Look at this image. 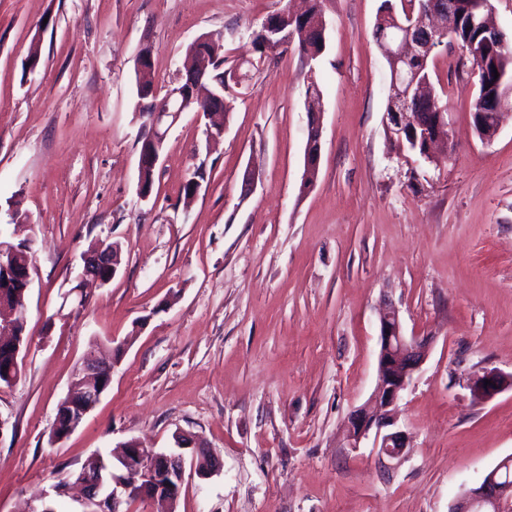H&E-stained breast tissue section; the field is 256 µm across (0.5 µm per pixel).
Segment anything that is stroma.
Masks as SVG:
<instances>
[{
    "label": "stroma",
    "mask_w": 512,
    "mask_h": 512,
    "mask_svg": "<svg viewBox=\"0 0 512 512\" xmlns=\"http://www.w3.org/2000/svg\"><path fill=\"white\" fill-rule=\"evenodd\" d=\"M382 2L321 0L324 52L289 45L227 89L221 138L182 113L144 200L140 53L163 89L194 39L232 65L255 58L254 31L302 0H0V234L34 238L36 265L21 375L0 390V512L44 499L79 512L53 490L68 473L131 439L175 451L179 433L219 469L186 472L173 506L128 512H448L512 455V388L487 401L468 388L486 369L512 373V113L482 142L477 79L458 75L459 46L443 47L429 68L450 148L430 161L400 150L374 38ZM311 75L322 149L306 189ZM100 239L120 244L119 272L78 299L82 256ZM386 302L406 335L432 339L397 402L409 437L397 459L344 439L376 386ZM113 345L109 389L52 443L84 357Z\"/></svg>",
    "instance_id": "35a3bbf8"
}]
</instances>
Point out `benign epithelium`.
<instances>
[{
	"label": "benign epithelium",
	"mask_w": 512,
	"mask_h": 512,
	"mask_svg": "<svg viewBox=\"0 0 512 512\" xmlns=\"http://www.w3.org/2000/svg\"><path fill=\"white\" fill-rule=\"evenodd\" d=\"M455 0L448 2V16L444 22L432 28L419 21L395 23L394 35L386 42L387 60L392 63L390 81L401 86L402 92L392 99L393 110L397 115V126L393 135L398 142L408 139L422 144L421 157H431L432 147L446 142L444 135L430 138L427 126L421 124L414 113V105L430 95L428 84L418 80L415 65L426 61L440 47L445 46L443 29L453 35L456 28ZM292 26L301 29L305 35L309 31L325 34L326 22L309 20L302 13L289 14ZM265 45L276 52L291 44L294 33L285 29L282 21L276 19L265 24ZM210 41L204 37L190 44L191 65L177 82L161 93L150 88L143 93L145 101L144 117L151 127L150 147L140 155L139 168H156L163 155L167 129L184 112H194L208 120L216 121L224 114V86L216 84V90L204 95L201 93L203 80L208 67L207 48ZM310 135L305 147V170L319 168L321 153V125L318 114H313ZM34 240L29 238L19 247L11 240L0 239V271L9 267L17 268L18 279L23 283L20 295L7 299L0 292V312L9 309L20 310V302L33 281L34 266L30 264L27 252L33 251ZM120 264L118 244L98 240L83 256L81 277L106 285L114 279ZM380 351L378 356L377 386L371 402L356 409L350 415L346 431V441L350 448L359 446L362 439L375 431V447L379 454L389 459L399 458L407 448V438L403 431L395 429L393 408L402 392L407 388L413 373L422 365L430 345L427 336L407 337L403 334L399 312L391 304H384L379 314ZM112 379V368L89 353L73 382L71 393L62 401L61 409L67 411L65 424H55L53 438L60 441L83 423L93 407L99 402ZM491 385H485V381ZM468 388L472 396L480 401L512 388V374H505L496 368L487 369L483 374L470 379ZM177 447L192 448L191 459L181 453L157 452L143 448L130 440L122 446L118 461L125 471H138L141 481L128 483L121 474H107L100 470L85 468L79 484L93 488L85 493L81 512H119L120 503L131 497L137 499L173 500L178 498L185 477V465L196 469V458L207 453L201 444L179 436ZM512 465V458L503 459L490 470L479 486L465 490L450 506L448 512H505L512 503V480L504 476V466Z\"/></svg>",
	"instance_id": "1"
}]
</instances>
